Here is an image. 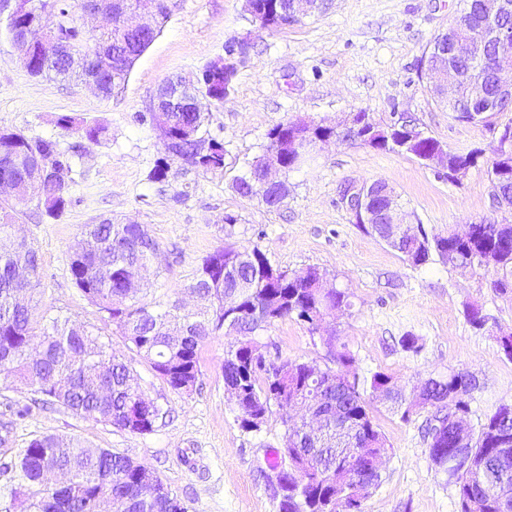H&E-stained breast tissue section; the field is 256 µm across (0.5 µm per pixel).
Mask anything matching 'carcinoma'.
Listing matches in <instances>:
<instances>
[{
	"instance_id": "obj_1",
	"label": "carcinoma",
	"mask_w": 512,
	"mask_h": 512,
	"mask_svg": "<svg viewBox=\"0 0 512 512\" xmlns=\"http://www.w3.org/2000/svg\"><path fill=\"white\" fill-rule=\"evenodd\" d=\"M43 12L57 19L63 39L77 55L93 48L94 42L125 45L122 66L102 78L100 96L109 98L126 81L134 61L154 37L121 35L112 30L91 39L82 30L72 0H40ZM448 31L434 37L424 64L445 62L457 70L460 88L457 99L437 95L435 102L456 114L462 122L491 126L496 116L512 112L503 102L482 111L470 106L493 94L495 68L512 57L495 30L512 25L511 7L494 18L484 15L479 0H463ZM287 0H279L277 13L264 18L270 31L288 27ZM39 16L20 12L12 30L27 38L29 73L54 74L84 80L87 69L70 62H55L52 49L36 38ZM470 43L469 56L459 58L447 50L453 44ZM373 130L369 148L420 158L437 149L440 142L428 137L409 148L402 147L403 126L378 122L366 112ZM56 125L67 133L98 143L106 128L95 120L68 114L57 117ZM206 112H172L163 126L155 127L161 144L150 180L168 178L172 165L203 173L224 172V142L209 135ZM281 125L267 134L265 148L280 147L286 172L293 171L291 149L281 141ZM483 156L480 149L466 153L448 151V181L460 170L471 169ZM53 165L72 169V156L60 152L56 142L29 138L20 131H0V175L24 182ZM487 180L494 203L512 209V175L501 177L487 165ZM235 191L271 208L275 194L244 173L235 180ZM68 184L45 181L42 200L36 203L51 218L59 217L67 205ZM8 200L0 204V374L13 376L80 417L92 418L132 433L153 431L161 414L159 406L145 395L132 362L149 364L155 375L174 392L190 394L199 379L198 345L235 324L240 339L224 356V386L234 401L240 426L258 417L267 420L272 407L288 401L313 404L322 417L318 444L310 446L293 423H285L282 446L272 452L269 464L276 470L288 462L286 483L280 485V512H336L345 503L362 512V502L352 495L355 475L377 454H387L386 439L373 418L380 403L407 421L413 414L448 407V424L442 433L425 424L429 458L435 469L448 475L460 504V512H512V481L497 487L499 473L512 471V454L500 457L501 449L512 448V404H501L474 426L468 421L470 401L476 385L469 374L452 371L429 377L421 389L408 390L393 376L357 370L353 352L340 345L328 349L325 362L276 358L277 366L266 376L253 372L255 335L279 320L295 319L316 331V322L331 311L349 309V292L331 288L321 299L319 283L326 274L316 267L289 273L274 266L257 244L224 247L207 256L189 288L199 292L200 306L184 307L175 298L165 305L146 301L145 285L132 282L127 269L133 265L152 267L159 244L141 224H118L101 218L81 225L71 247L69 271L74 284L100 312L116 324L132 357L112 354L110 343L67 317L48 316L32 305L41 282V257L32 244L22 251L8 241L5 226L12 224ZM362 229L386 242L405 261L421 267L433 258L465 272L493 268L497 277L493 291L512 299V224H473L466 237L430 233L414 225L415 234L392 236L383 224H364ZM341 432H336V420ZM24 482L26 512H94L106 501L111 512H187L184 504L144 464L97 448L74 437L55 434L30 439L17 463Z\"/></svg>"
}]
</instances>
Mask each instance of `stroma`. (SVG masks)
I'll use <instances>...</instances> for the list:
<instances>
[{
  "label": "stroma",
  "instance_id": "1",
  "mask_svg": "<svg viewBox=\"0 0 512 512\" xmlns=\"http://www.w3.org/2000/svg\"><path fill=\"white\" fill-rule=\"evenodd\" d=\"M170 8L124 87L107 99L77 81L31 76L0 29V130L52 139L63 153L83 146L68 177L70 204L60 218L50 219L30 203L16 206L17 222L41 256L44 309L99 330L113 353L126 358L130 352L116 326L102 319L71 279L70 247L81 225L109 217L147 227L161 251L146 296L156 304L185 291L217 249L256 243L274 265L288 271L313 266L349 290L350 311L330 325L355 354L360 372L383 371L408 386L452 370L473 374L474 424L511 402L512 360L498 335L512 329V301L492 290L495 272L471 275L437 260L413 267L364 233L339 201L345 182L382 180L395 188L413 223L429 230L445 232L484 218L512 221V210L493 207L484 167L470 169L455 184L413 156L336 142L289 173L291 191L279 208L241 197L233 187L261 155L269 130L298 117L333 123L361 110L386 122L402 116L449 149L492 150L497 132L436 106L421 71L425 51L456 17L460 0H329L321 12L274 32L251 22L244 0H170ZM243 37L250 42L249 60L230 96L212 106L208 125L224 141L223 173L175 167L166 182L150 181L160 156L156 130L140 119L150 97L167 79L200 77L223 57L228 40ZM61 114L103 123L106 138L79 142L56 126ZM228 215L234 224H225ZM470 303L488 316L484 329L467 322ZM408 334L418 337L420 352L402 347ZM259 340L271 357L319 360L326 353L319 335L293 319L261 331ZM231 342L219 335L200 344V385L189 394L172 392L147 364L134 361L145 394L163 411L148 434L56 404L30 407L32 391L0 375V421L13 423L10 444L0 446V512H23L13 498L20 479L12 464L31 438L45 432L75 436L147 465L187 512H279L267 458L281 445L284 414L274 410L257 432L240 427L224 388ZM373 415L388 454L379 487L362 502L364 512H458L454 485L429 459L421 434L426 413L404 421L379 405Z\"/></svg>",
  "mask_w": 512,
  "mask_h": 512
}]
</instances>
